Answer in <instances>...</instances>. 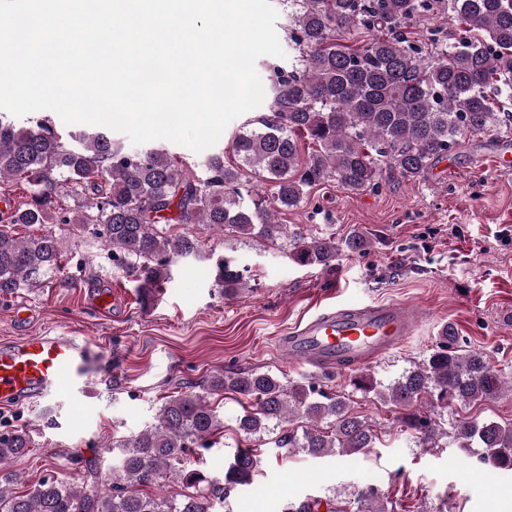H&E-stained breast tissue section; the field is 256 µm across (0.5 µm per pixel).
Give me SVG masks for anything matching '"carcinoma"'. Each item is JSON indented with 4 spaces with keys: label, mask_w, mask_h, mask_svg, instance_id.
<instances>
[{
    "label": "carcinoma",
    "mask_w": 512,
    "mask_h": 512,
    "mask_svg": "<svg viewBox=\"0 0 512 512\" xmlns=\"http://www.w3.org/2000/svg\"><path fill=\"white\" fill-rule=\"evenodd\" d=\"M439 0H289L291 41L298 51L290 69L272 67L264 84L271 115L245 125L231 138L236 162L224 152L192 166L165 149L133 150L108 132L68 134L63 140L50 115L21 127L0 113V182H23L28 194L0 209V293L22 285L39 287L59 267L63 250L56 233L19 239L17 224H77L104 241L112 266L122 270L148 303L144 290L171 276L177 262L201 253L198 238L173 227L203 224L226 237L283 242L300 266L330 267L343 252L365 250L369 240L354 230L341 240L288 228L276 214L300 206L313 187L335 181L353 192L379 187L382 174L416 179L458 149L465 138L498 135L504 120L490 90L512 96V0H448L462 25L447 44L431 39L432 53L404 36L408 20ZM386 35L361 46L334 35L352 29ZM312 145L302 154V143ZM80 211L63 208L62 199ZM216 282L235 291L240 274L223 257ZM512 377L489 357L458 344L446 325L428 358L414 362L392 384L381 387L368 373L352 377L353 389L374 394L402 413L401 427L424 448L442 438L457 448L484 449L483 461L512 471V423L456 418L450 429L441 411L476 405L497 396ZM232 393L252 400L238 418L251 439L282 424H298L279 447L312 456L333 450L347 455L375 447L378 435L350 411L348 397L307 380L299 383L257 369L216 373L198 391L170 395L156 424L134 436L112 438L116 452L107 488L96 472L78 487L42 480L15 494L9 463L34 447L24 430H0V512H218L230 492L251 482L259 463L249 447L224 462L215 478L194 467L189 453L211 448L222 432L214 396ZM327 422V427L320 423ZM180 491L167 490L168 484ZM377 487L364 486L357 512H386ZM343 512L333 500L305 499L288 512Z\"/></svg>",
    "instance_id": "obj_1"
}]
</instances>
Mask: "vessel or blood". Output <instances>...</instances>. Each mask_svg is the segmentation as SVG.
Returning <instances> with one entry per match:
<instances>
[{
	"instance_id": "vessel-or-blood-1",
	"label": "vessel or blood",
	"mask_w": 512,
	"mask_h": 512,
	"mask_svg": "<svg viewBox=\"0 0 512 512\" xmlns=\"http://www.w3.org/2000/svg\"><path fill=\"white\" fill-rule=\"evenodd\" d=\"M419 318L408 305L333 307L297 324L282 342L289 357L319 368L371 363L401 345ZM101 346L66 334L28 336L0 345V402L46 398L97 379Z\"/></svg>"
}]
</instances>
